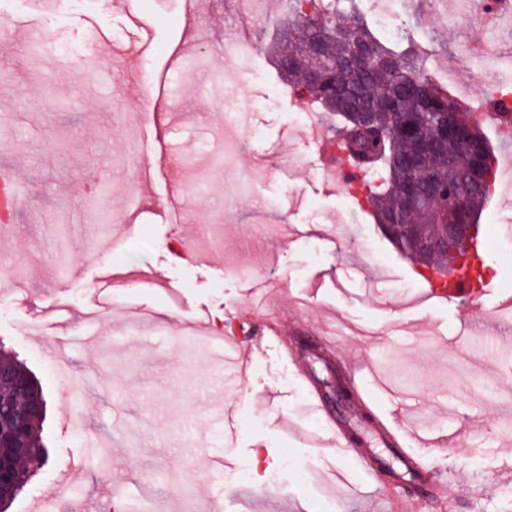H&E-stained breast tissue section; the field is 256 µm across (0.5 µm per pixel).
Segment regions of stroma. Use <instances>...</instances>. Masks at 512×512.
<instances>
[{"label":"stroma","mask_w":512,"mask_h":512,"mask_svg":"<svg viewBox=\"0 0 512 512\" xmlns=\"http://www.w3.org/2000/svg\"><path fill=\"white\" fill-rule=\"evenodd\" d=\"M182 0H131L115 10L80 0L46 28L41 44L27 45L25 31L10 33L0 48V172L17 177L22 197L14 226L0 229V268L20 276L22 293L0 291L9 312L0 319V357L21 362L41 381L46 401V465L28 464L30 478L9 512H28L29 494L57 495L61 473L80 468L70 490L93 512H208L210 491L192 477L197 448L206 440L213 406L241 402L239 429L226 453L229 468L259 459L250 483L224 490L223 512H410L395 487L400 463L378 447L380 483L329 448L306 446L320 435L317 416L293 366L280 355L265 324L247 302L258 295L280 305L310 373L324 394L338 380L312 333L339 320L360 361L383 359L385 375L410 391L419 430L465 432L463 448H426L422 455L443 481L441 500L426 512H512V332L486 348L477 335L485 307L512 296V265L498 243L512 228V191L491 194L478 224L492 253L485 279L496 286L482 304L407 306L417 294L416 264L380 232L369 212L322 176L313 126L342 119L314 104L304 122L299 91L278 65L277 48L288 37L287 0H275L273 27L257 51L227 68L234 39L231 14L214 5L201 25L207 38H189L181 73L169 68L172 35L182 34ZM432 0H399L392 18L399 37L391 46L414 51L426 73L460 104L470 99L446 74L462 81L490 66L497 85L512 86V19L457 18L456 0H444L437 31L420 19ZM147 19L138 27L134 16ZM85 45L82 57L59 66L60 46ZM468 45L461 59L457 51ZM168 108L161 125L143 119L145 94ZM233 103H226V95ZM236 122L225 127L224 112ZM149 146L157 164L140 180L133 144ZM367 229L366 242L350 247L347 233ZM113 235L112 252L94 244ZM248 264L233 274L229 255ZM107 279L112 312L93 333L111 336L128 307L167 314L170 326L200 317L209 331L242 334L253 352L237 387L218 388L213 367L182 336L162 338L161 359L143 351L136 331L111 336L102 348L73 352L67 373L53 372L51 350L69 328L53 322L51 303L62 297L73 314L96 305L94 290ZM50 322L46 336L21 334L36 316ZM404 332L381 357L380 331ZM464 337L466 352L449 359L448 344ZM291 372L290 386L280 376ZM135 430L132 454L103 445L122 425ZM314 469V486L283 475L278 490L255 497V487L281 454Z\"/></svg>","instance_id":"35a3bbf8"}]
</instances>
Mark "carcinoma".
<instances>
[{"instance_id":"obj_1","label":"carcinoma","mask_w":512,"mask_h":512,"mask_svg":"<svg viewBox=\"0 0 512 512\" xmlns=\"http://www.w3.org/2000/svg\"><path fill=\"white\" fill-rule=\"evenodd\" d=\"M322 37L326 62L306 52L308 44ZM281 63L289 80L342 117L353 162L376 174V182H365L357 189L376 224L441 220L440 208L431 201L421 202L414 211L404 207L416 157L438 184L452 186L464 199L455 220L478 216L488 188L471 181L466 170L483 165L495 174L483 123L474 113L462 111L447 90L433 84L412 53L391 51L354 14L336 8V0H328L322 13L298 16ZM315 67L322 76L310 82L306 74ZM464 130L479 151L470 152L458 138ZM21 454L38 464L48 460L40 431H35Z\"/></svg>"}]
</instances>
